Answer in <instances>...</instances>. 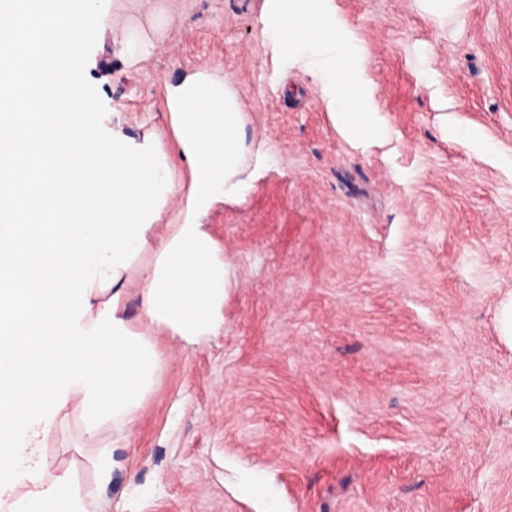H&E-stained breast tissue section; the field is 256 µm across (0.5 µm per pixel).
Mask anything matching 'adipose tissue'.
<instances>
[{"mask_svg":"<svg viewBox=\"0 0 512 512\" xmlns=\"http://www.w3.org/2000/svg\"><path fill=\"white\" fill-rule=\"evenodd\" d=\"M266 2L265 37L320 83L341 132L384 139L333 0ZM99 32L94 0H0V512H87L90 492L47 448L78 420L76 454L110 480L107 435L138 424L158 337L197 346L224 330L229 265L201 219L268 161L229 78L203 70L165 87L188 182L161 132L104 133L83 87Z\"/></svg>","mask_w":512,"mask_h":512,"instance_id":"adipose-tissue-1","label":"adipose tissue"}]
</instances>
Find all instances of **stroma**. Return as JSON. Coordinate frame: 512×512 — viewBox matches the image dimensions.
Masks as SVG:
<instances>
[{
    "instance_id": "35a3bbf8",
    "label": "stroma",
    "mask_w": 512,
    "mask_h": 512,
    "mask_svg": "<svg viewBox=\"0 0 512 512\" xmlns=\"http://www.w3.org/2000/svg\"><path fill=\"white\" fill-rule=\"evenodd\" d=\"M265 0H97L84 84L133 134L166 84L228 76L273 157L205 218L230 264L224 331L166 361L94 512H512V0H334L384 143L337 129L263 34ZM149 44L148 55L125 43ZM453 136L463 138L471 143L480 155H489L496 153L493 145L489 144L486 138L476 129L467 127H452Z\"/></svg>"
}]
</instances>
